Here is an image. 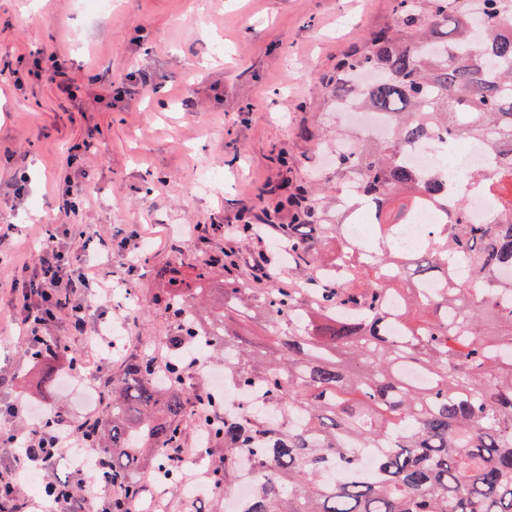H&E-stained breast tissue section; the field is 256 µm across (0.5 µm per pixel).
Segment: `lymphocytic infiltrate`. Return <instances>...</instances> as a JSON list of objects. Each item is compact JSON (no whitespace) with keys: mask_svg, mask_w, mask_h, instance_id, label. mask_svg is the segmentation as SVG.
<instances>
[{"mask_svg":"<svg viewBox=\"0 0 512 512\" xmlns=\"http://www.w3.org/2000/svg\"><path fill=\"white\" fill-rule=\"evenodd\" d=\"M71 238L66 224L47 232L37 261L22 267L11 282L20 328L29 349L37 352L57 321H64L71 334L87 333L88 296L96 281ZM0 444L14 449L16 464L32 462L46 470L67 450L85 446L86 439L83 426L59 414L51 422L29 420L21 430L0 434ZM111 485L108 468L98 467L92 479L68 481L66 494H51L49 512H85Z\"/></svg>","mask_w":512,"mask_h":512,"instance_id":"obj_1","label":"lymphocytic infiltrate"}]
</instances>
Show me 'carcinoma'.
Instances as JSON below:
<instances>
[{"label":"carcinoma","instance_id":"carcinoma-1","mask_svg":"<svg viewBox=\"0 0 512 512\" xmlns=\"http://www.w3.org/2000/svg\"><path fill=\"white\" fill-rule=\"evenodd\" d=\"M393 22L352 46L323 74L327 109L341 102L382 113L389 136L334 151L330 180L290 184L277 210L288 268L299 284H274L280 259L268 256L269 288H243L236 253H224L218 305L202 319L196 288L165 271L175 341L224 356V375L241 395L259 390L271 415L246 409L221 419L200 416L224 448L213 489L223 494L238 462L253 449L258 465L247 512H512V0H395ZM466 136L488 145L490 174H470L473 194L492 192L496 224H473L467 199L440 169L402 162L426 142L443 162ZM351 182L368 204L356 213L375 246L354 282L326 260L352 247L346 225L331 222L329 199ZM423 204L441 210L413 250L401 226ZM425 281L439 284L422 295ZM264 318L267 339L242 335ZM130 363L108 379L112 403L85 431L112 470V512H134L139 475L161 468L181 447L193 414L179 380ZM301 416L296 427L292 417ZM373 450L374 476H357L358 452Z\"/></svg>","mask_w":512,"mask_h":512}]
</instances>
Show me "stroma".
Returning a JSON list of instances; mask_svg holds the SVG:
<instances>
[{"label":"stroma","mask_w":512,"mask_h":512,"mask_svg":"<svg viewBox=\"0 0 512 512\" xmlns=\"http://www.w3.org/2000/svg\"><path fill=\"white\" fill-rule=\"evenodd\" d=\"M392 0H113L95 15L80 0H0V221L14 235L0 256V430L14 427L8 407L63 413L74 423L102 418L107 376L132 360L168 354L173 323L157 296L163 271L192 281L196 265L232 245L224 227L273 210L284 175H330L309 133L335 129L321 74L366 35L390 23ZM56 52L76 98L28 72L37 50ZM150 72L146 98L108 106L104 86ZM193 108H186L185 100ZM94 137H87V130ZM288 153L292 172L279 157ZM77 167H69L71 154ZM215 183L202 188V172ZM85 187L78 215L60 208L66 178ZM90 226L89 265L111 295L93 293L99 315L127 336L111 355L81 364L88 339L64 322L49 329L78 360L74 379L97 387L94 406L59 385L44 386L42 367L24 354L11 308L14 271L32 263L48 224ZM138 231L147 248L136 272L101 240Z\"/></svg>","instance_id":"obj_1"}]
</instances>
